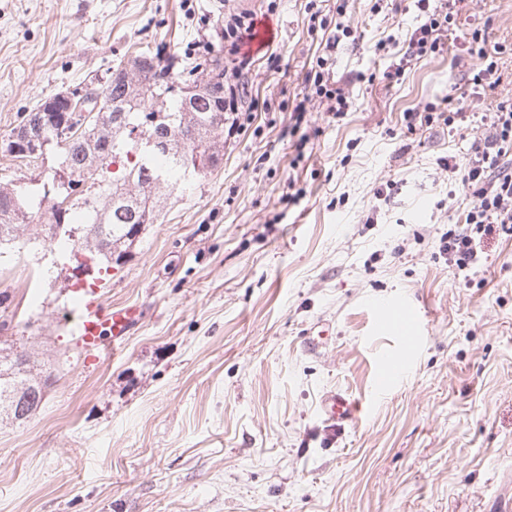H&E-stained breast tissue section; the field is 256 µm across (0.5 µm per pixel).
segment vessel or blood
I'll use <instances>...</instances> for the list:
<instances>
[{"mask_svg": "<svg viewBox=\"0 0 512 512\" xmlns=\"http://www.w3.org/2000/svg\"><path fill=\"white\" fill-rule=\"evenodd\" d=\"M419 314V309L409 302H380L374 306L375 332L397 338L403 346L393 381L404 377L414 354L418 343L415 323ZM137 319V306L112 305L103 297L100 287L95 285L80 289L71 323L74 335L89 353L91 361L96 362L107 350V337L128 335ZM359 410L355 401L333 390L325 392L319 404L322 419L333 428L354 423Z\"/></svg>", "mask_w": 512, "mask_h": 512, "instance_id": "1", "label": "vessel or blood"}]
</instances>
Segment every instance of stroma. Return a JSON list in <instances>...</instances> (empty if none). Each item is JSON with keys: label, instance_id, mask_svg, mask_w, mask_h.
I'll return each instance as SVG.
<instances>
[{"label": "stroma", "instance_id": "35a3bbf8", "mask_svg": "<svg viewBox=\"0 0 512 512\" xmlns=\"http://www.w3.org/2000/svg\"><path fill=\"white\" fill-rule=\"evenodd\" d=\"M307 3L0 0V136L134 50L193 51L222 13L276 31L274 58L244 77L252 121L105 281L107 301L142 311L124 342L85 365L66 257L0 261L13 300L0 345L54 375L24 425L0 421V512H496L512 495V232L450 266L441 237L470 199L440 163L465 157L512 83L474 95L458 40L389 83L385 40L419 25L414 0H346L342 14L321 0L352 29L331 65L350 110L334 120L314 96L295 120L321 41ZM487 22L512 43V0H471L459 31ZM450 95L471 117L407 131L404 112ZM376 299L421 310L417 351L385 390L400 343L374 333ZM317 323L330 334L312 352ZM331 389L361 405L355 426L323 422Z\"/></svg>", "mask_w": 512, "mask_h": 512}]
</instances>
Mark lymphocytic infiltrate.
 Wrapping results in <instances>:
<instances>
[{
    "instance_id": "f902f5d3",
    "label": "lymphocytic infiltrate",
    "mask_w": 512,
    "mask_h": 512,
    "mask_svg": "<svg viewBox=\"0 0 512 512\" xmlns=\"http://www.w3.org/2000/svg\"><path fill=\"white\" fill-rule=\"evenodd\" d=\"M458 0L430 8L429 0H417L422 21L411 33L405 58L422 59L439 52L455 23ZM466 54L473 63L474 86L495 89L503 81L500 59L507 51L502 42L490 41L487 29H474L464 40ZM305 82L321 99L326 113L343 119L349 98L333 81L326 58H318L306 74ZM484 130L475 139L463 162L448 167L449 180L458 181L472 200L463 221L464 231H448L443 249L448 260L464 269L478 263L475 235H490L497 228L512 224V97L499 101L483 117Z\"/></svg>"
}]
</instances>
